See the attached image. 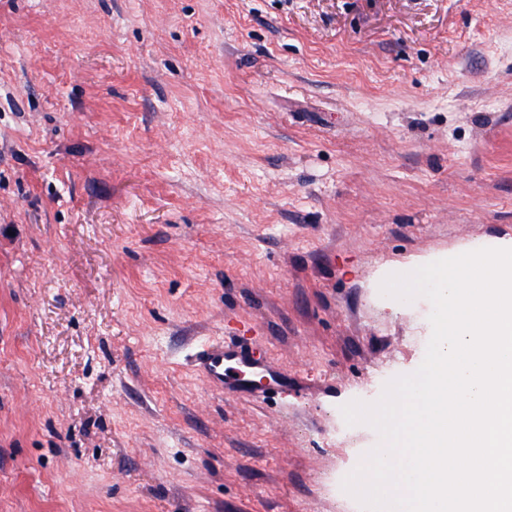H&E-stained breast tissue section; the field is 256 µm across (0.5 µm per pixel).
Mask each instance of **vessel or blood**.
<instances>
[{
  "label": "vessel or blood",
  "instance_id": "1",
  "mask_svg": "<svg viewBox=\"0 0 512 512\" xmlns=\"http://www.w3.org/2000/svg\"><path fill=\"white\" fill-rule=\"evenodd\" d=\"M194 363L211 386L223 391H250L257 377L271 385L288 383L287 375L272 361L256 359L233 342L205 344L195 353Z\"/></svg>",
  "mask_w": 512,
  "mask_h": 512
}]
</instances>
